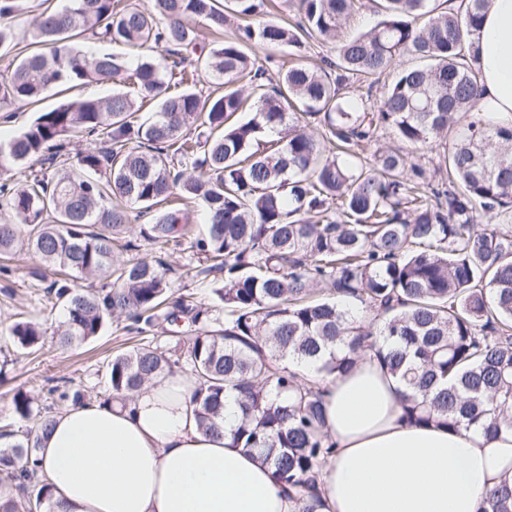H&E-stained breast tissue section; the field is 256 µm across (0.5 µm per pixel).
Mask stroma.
Wrapping results in <instances>:
<instances>
[{
  "instance_id": "1",
  "label": "stroma",
  "mask_w": 512,
  "mask_h": 512,
  "mask_svg": "<svg viewBox=\"0 0 512 512\" xmlns=\"http://www.w3.org/2000/svg\"><path fill=\"white\" fill-rule=\"evenodd\" d=\"M374 146L408 154L411 162L424 169L426 177L438 180L446 175L439 167L443 142L415 147L398 141L390 129L383 128ZM8 266L9 274H0V361L7 363L5 374L0 375V422L12 420V397L20 390L38 405L46 404L48 390L54 385L81 388L92 396L104 393L107 362L112 355L136 344V337L125 331L123 322L114 321L94 339L60 346L56 330L64 316L63 306L44 292L43 279L51 275V267L28 252L18 253ZM19 320L42 327L43 342L37 350H20L11 343L9 330Z\"/></svg>"
}]
</instances>
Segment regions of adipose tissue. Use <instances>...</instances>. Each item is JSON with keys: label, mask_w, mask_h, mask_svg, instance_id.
Here are the masks:
<instances>
[{"label": "adipose tissue", "mask_w": 512, "mask_h": 512, "mask_svg": "<svg viewBox=\"0 0 512 512\" xmlns=\"http://www.w3.org/2000/svg\"><path fill=\"white\" fill-rule=\"evenodd\" d=\"M471 39L477 109L512 125V0H489ZM193 388L175 373L127 402L58 414L40 452L54 512H295L255 452L202 431ZM401 391L370 354L327 379L335 452L319 475L320 512H480L484 491L512 477V434L407 424Z\"/></svg>", "instance_id": "1"}]
</instances>
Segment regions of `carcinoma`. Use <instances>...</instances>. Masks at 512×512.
<instances>
[{
    "label": "carcinoma",
    "mask_w": 512,
    "mask_h": 512,
    "mask_svg": "<svg viewBox=\"0 0 512 512\" xmlns=\"http://www.w3.org/2000/svg\"><path fill=\"white\" fill-rule=\"evenodd\" d=\"M298 22L255 21L264 0H60L31 22L45 50L15 56L0 82V112L40 102L53 90L125 77L136 96L64 100L23 132L0 141V207L17 222L0 223V256L24 247L58 269L46 293L64 303L58 341L69 346L100 335L113 318L128 332L161 329L186 338L174 352L141 343L107 364L105 402L125 401L154 378L187 369L206 433L220 431L224 396L241 413L235 447L257 452L274 468L295 512H319V470L334 453L325 434L322 379L341 377L359 354L373 353L403 385L402 418L452 431L480 428L487 438L512 432V125L475 112L477 74L472 31L489 0H464L440 11L434 0H373L381 19L344 36L361 0H293ZM21 0H0V49ZM234 37L198 47L191 22ZM90 31L100 47L72 41ZM306 38L336 41L323 67L294 64L272 80V57L249 49L300 48ZM146 51L135 68L125 49ZM196 55L219 95L197 89ZM415 57L402 68L399 59ZM392 77L379 104L372 88ZM367 84L355 96L351 86ZM184 86L170 94L173 86ZM255 101L247 122L236 115ZM157 103L156 119L134 114ZM308 117L322 131L300 126ZM468 122L444 151L448 182L433 185L395 151H365L378 129L426 146L461 118ZM197 123L205 140L183 135ZM74 133L108 145L80 156L79 170L43 171L23 183L12 171L35 161L55 164ZM206 213L207 233L191 242L204 274H215L213 309L176 284L165 257L186 236L185 203ZM147 219L141 234L158 246L149 258L120 261L115 242L127 232L129 206ZM487 220L477 229L478 220ZM93 278L100 286H84ZM329 293L314 298L317 288ZM373 312L375 329L350 314L341 298ZM13 343L37 347L42 328H10ZM51 403L33 408L14 394L13 412L32 423L17 443L0 448V512L52 505L41 475L42 435L56 407L86 401L79 389H48ZM483 512H512V480L485 495Z\"/></svg>",
    "instance_id": "1"
}]
</instances>
